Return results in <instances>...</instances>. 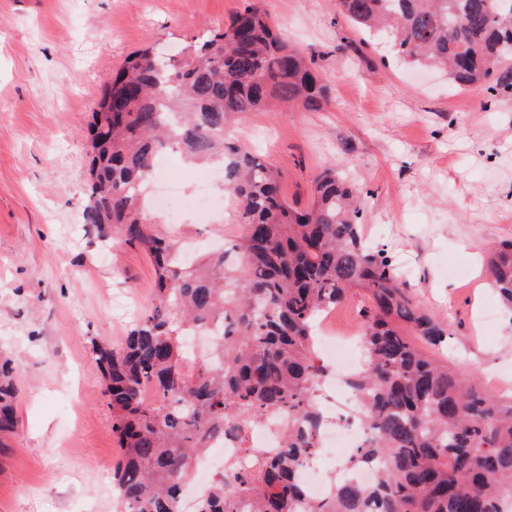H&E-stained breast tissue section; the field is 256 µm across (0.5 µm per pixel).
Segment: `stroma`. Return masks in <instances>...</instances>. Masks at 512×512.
I'll return each mask as SVG.
<instances>
[{
  "mask_svg": "<svg viewBox=\"0 0 512 512\" xmlns=\"http://www.w3.org/2000/svg\"><path fill=\"white\" fill-rule=\"evenodd\" d=\"M313 55L330 99L253 112L227 131L310 199L327 166L366 193L365 236L448 322L455 365L512 374V324L479 319L484 247L512 238V97L413 67L336 0H258ZM243 0H0V353L22 360L19 426L0 465V512H122L91 340L121 344L154 298L146 252L101 246L81 222L85 136L113 70L148 46L173 55L228 25Z\"/></svg>",
  "mask_w": 512,
  "mask_h": 512,
  "instance_id": "stroma-1",
  "label": "stroma"
}]
</instances>
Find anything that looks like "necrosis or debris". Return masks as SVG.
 Segmentation results:
<instances>
[{
	"label": "necrosis or debris",
	"mask_w": 512,
	"mask_h": 512,
	"mask_svg": "<svg viewBox=\"0 0 512 512\" xmlns=\"http://www.w3.org/2000/svg\"><path fill=\"white\" fill-rule=\"evenodd\" d=\"M214 181L213 170L203 171L190 197L185 196L180 182L169 181L163 187L150 188L148 203L152 208L166 212L172 221L187 217L197 224H210L217 212L228 207L227 198L213 194ZM360 335L361 323L357 318H350L346 329L340 331L330 310L323 312L317 323V343L329 360L318 396L323 424L317 433V450L300 472L313 500L322 497L327 479L369 487L380 476L377 462L370 461L357 468L344 464L345 458L368 439V430L360 417L361 398L347 384L349 376L363 364ZM287 421V412H278L251 424L242 433L207 442L197 467L200 479L193 485L191 496L182 499L181 512H197L200 498L213 487L222 470L231 466L241 471L251 470L259 453L269 454L281 448L282 431Z\"/></svg>",
	"instance_id": "4bbe7bcc"
}]
</instances>
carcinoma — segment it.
<instances>
[{
  "mask_svg": "<svg viewBox=\"0 0 512 512\" xmlns=\"http://www.w3.org/2000/svg\"><path fill=\"white\" fill-rule=\"evenodd\" d=\"M362 30L383 32L397 55L448 71L459 87L512 97V0H337ZM329 101L311 58L246 0L226 27L180 59L144 47L112 74L93 112L82 223L104 243L145 249L153 303L119 346L91 342L112 433L124 512H179L182 486L211 438L240 419L288 411L283 445L256 470L219 474L198 512H506L512 502V395L488 391L438 357L448 324L422 306L388 251L366 242L363 190L331 167L305 205L288 202L281 176L227 141L231 122L280 106ZM224 165L242 233L221 251L179 262L176 236L145 204L157 156ZM489 283L512 313V239L488 252ZM353 293L364 365L349 381L372 443L351 463L380 462L377 485L331 483L309 500L297 469L316 451L313 393L326 371L315 325ZM222 318L221 338L196 371L183 338ZM20 358L0 356V439L18 423ZM152 388L158 401L144 399Z\"/></svg>",
  "mask_w": 512,
  "mask_h": 512,
  "instance_id": "1",
  "label": "carcinoma"
}]
</instances>
